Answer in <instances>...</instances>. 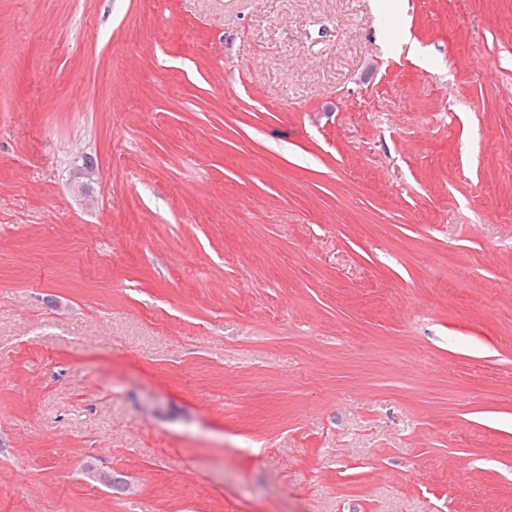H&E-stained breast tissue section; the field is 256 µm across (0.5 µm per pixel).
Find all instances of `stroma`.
Wrapping results in <instances>:
<instances>
[{"mask_svg": "<svg viewBox=\"0 0 512 512\" xmlns=\"http://www.w3.org/2000/svg\"><path fill=\"white\" fill-rule=\"evenodd\" d=\"M0 512H512V0H0ZM82 163L77 165L72 173V182L80 186L84 198L89 201V186L95 180L96 165L94 160L88 156L81 157Z\"/></svg>", "mask_w": 512, "mask_h": 512, "instance_id": "1", "label": "stroma"}]
</instances>
